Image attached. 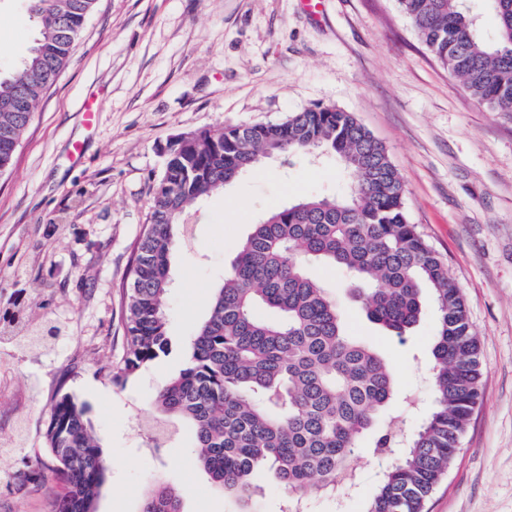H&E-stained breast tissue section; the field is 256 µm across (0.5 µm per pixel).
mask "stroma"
<instances>
[{"label": "stroma", "mask_w": 512, "mask_h": 512, "mask_svg": "<svg viewBox=\"0 0 512 512\" xmlns=\"http://www.w3.org/2000/svg\"><path fill=\"white\" fill-rule=\"evenodd\" d=\"M37 34L22 0H0V71ZM87 103L97 111L89 126ZM317 105L354 113L385 146L409 220L447 262L480 339L482 400L426 512H512V113L473 98L397 0H322L316 18L300 0H97L0 173V306L25 290L26 322L61 329L21 348L19 326L0 327V512H51L63 493L34 462L47 456L50 411L66 394L88 406L109 466L97 512H140L159 482L181 494L183 512H238L197 465L190 425L160 453L144 425L252 224L288 201L342 191L347 177L334 156L269 160L185 212L166 303L175 348L118 386L128 273L172 137ZM312 274L348 333L391 362L412 398L392 412L413 430L432 399V317L398 341L366 318L342 268ZM353 467L345 512H363L386 463L365 440Z\"/></svg>", "instance_id": "stroma-1"}]
</instances>
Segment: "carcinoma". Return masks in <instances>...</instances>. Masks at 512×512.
<instances>
[{
  "label": "carcinoma",
  "instance_id": "1",
  "mask_svg": "<svg viewBox=\"0 0 512 512\" xmlns=\"http://www.w3.org/2000/svg\"><path fill=\"white\" fill-rule=\"evenodd\" d=\"M38 35L0 74V172L9 167L34 111L66 65L96 0H26ZM469 0H398L427 49L493 112H512V0H487L497 29L484 37ZM338 156L350 175L341 194L321 193L266 211L215 289L186 366L160 388L161 413L193 427L196 461L224 493L249 506L267 473L287 495H336L366 436L393 453L365 512H425L447 476L482 395L480 341L448 265L410 223L402 179L385 147L351 112L313 107L283 119L181 133L155 184L135 247L124 314L125 352L112 370L124 385L168 355L165 302L174 227L190 207L253 172L262 159ZM342 267L368 320L403 337L432 310V403L410 434L377 421L400 394L390 362L348 335L315 264ZM85 406L69 395L52 407L49 469L65 485L52 512H96L108 464ZM141 512H183L158 485Z\"/></svg>",
  "mask_w": 512,
  "mask_h": 512
}]
</instances>
